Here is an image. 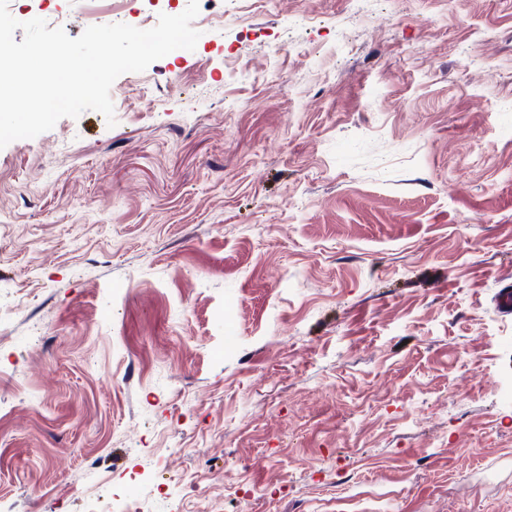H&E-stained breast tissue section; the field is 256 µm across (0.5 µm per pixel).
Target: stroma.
<instances>
[{"label":"stroma","mask_w":512,"mask_h":512,"mask_svg":"<svg viewBox=\"0 0 512 512\" xmlns=\"http://www.w3.org/2000/svg\"><path fill=\"white\" fill-rule=\"evenodd\" d=\"M199 2L0 149V512H512V0Z\"/></svg>","instance_id":"1"}]
</instances>
